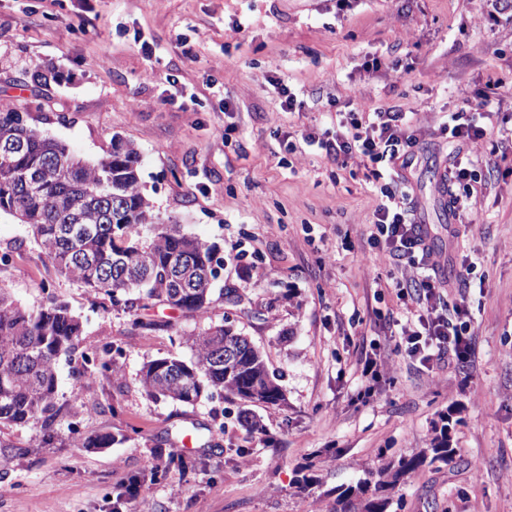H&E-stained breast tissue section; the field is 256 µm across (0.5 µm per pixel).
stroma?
<instances>
[{
	"label": "stroma",
	"instance_id": "obj_1",
	"mask_svg": "<svg viewBox=\"0 0 512 512\" xmlns=\"http://www.w3.org/2000/svg\"><path fill=\"white\" fill-rule=\"evenodd\" d=\"M367 56L382 67L362 70ZM48 61L57 78L34 81ZM491 78L502 81L491 111L512 113V23L491 25L483 0H353L342 13L336 0H0V109L29 113L89 161L113 136L133 143L158 221L218 243L216 288L252 302L248 314L218 303L192 315L148 300L137 314L159 327L133 330V315L59 275L30 228L1 213L0 253L13 261L0 283L31 310L66 302L83 321L80 349L120 351L122 370L90 384L79 361L60 360L59 400L77 431L37 448V426L0 430L23 450L0 474V512H336L338 488L427 447L443 419L455 455L411 475L391 512H512V144L496 132L468 143L483 188L456 217L442 204L444 115ZM282 85L300 110H283ZM365 104L412 115L421 154L395 203L431 228L447 268L441 305L469 307L466 361L429 371L401 337H381L385 318L403 316L393 282L420 267L372 244L381 197L365 158L339 167L303 142ZM224 317L286 395L256 408L260 433L226 400L183 406L139 384L145 362L190 357L187 335ZM376 350L387 367L362 378L358 363ZM105 432L126 440L83 447ZM304 465L315 485L298 484Z\"/></svg>",
	"mask_w": 512,
	"mask_h": 512
}]
</instances>
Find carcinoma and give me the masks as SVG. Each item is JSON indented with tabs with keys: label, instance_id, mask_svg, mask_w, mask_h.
<instances>
[{
	"label": "carcinoma",
	"instance_id": "carcinoma-1",
	"mask_svg": "<svg viewBox=\"0 0 512 512\" xmlns=\"http://www.w3.org/2000/svg\"><path fill=\"white\" fill-rule=\"evenodd\" d=\"M0 213L28 225L47 258L114 306L128 311L151 300L171 309L206 313L216 302L213 281L223 265L216 245L189 235L178 224L155 221L140 184V152L120 137L96 162L47 137L15 109L0 110ZM42 173L38 188L25 177ZM147 228L149 234L140 235ZM83 323L56 298L37 311L13 299L0 285V428L39 425V445L51 448L65 416L58 397V361L77 354ZM190 359L176 355L143 364L140 385L155 400L193 406L220 396L235 405L249 431L263 426L253 406L285 402L263 352L224 318L188 337ZM80 353L100 375L119 374L118 360ZM456 453L448 439V417L428 447L402 456L376 476L341 488L340 512H388L394 496L416 471L446 464Z\"/></svg>",
	"mask_w": 512,
	"mask_h": 512
}]
</instances>
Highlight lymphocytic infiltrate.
<instances>
[{"label":"lymphocytic infiltrate","mask_w":512,"mask_h":512,"mask_svg":"<svg viewBox=\"0 0 512 512\" xmlns=\"http://www.w3.org/2000/svg\"><path fill=\"white\" fill-rule=\"evenodd\" d=\"M498 87V82H489L485 90L476 92V106L466 105L448 113L443 124L448 145L454 152L449 168L442 175L449 213H459L481 188L478 169L465 156L463 148L470 141L487 137V126L475 110L487 107ZM410 122L408 113L392 107L340 110L336 113L335 131L326 133L317 142L326 157L336 163L351 154H360L368 162L371 177L380 181L381 202L375 211V230L370 239L392 255L416 259L423 269L420 280L398 287L397 297L406 305L435 301L443 286L439 269L432 261L426 230L393 202L403 171L412 165L419 151V141L410 129ZM454 312L459 322L453 326L440 315L420 314L407 321L401 328L406 355L429 370L448 357L460 362L466 360L471 328L468 310L458 304Z\"/></svg>","instance_id":"lymphocytic-infiltrate-1"}]
</instances>
